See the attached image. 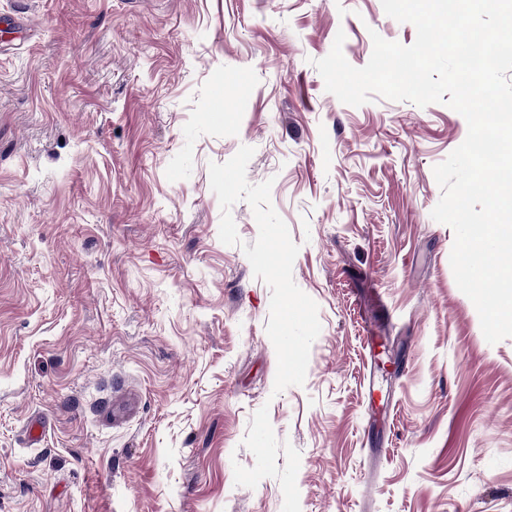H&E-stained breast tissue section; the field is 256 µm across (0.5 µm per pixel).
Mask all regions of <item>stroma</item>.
I'll return each mask as SVG.
<instances>
[{
	"label": "stroma",
	"instance_id": "35a3bbf8",
	"mask_svg": "<svg viewBox=\"0 0 512 512\" xmlns=\"http://www.w3.org/2000/svg\"><path fill=\"white\" fill-rule=\"evenodd\" d=\"M340 31L357 68L417 36L381 0H0V512H512V338L431 216L467 122L340 102Z\"/></svg>",
	"mask_w": 512,
	"mask_h": 512
}]
</instances>
